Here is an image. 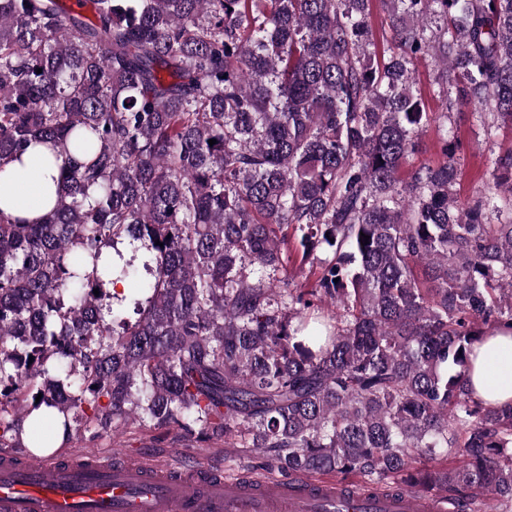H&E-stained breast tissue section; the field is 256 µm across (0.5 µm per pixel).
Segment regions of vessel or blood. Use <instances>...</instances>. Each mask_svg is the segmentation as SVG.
<instances>
[{
  "mask_svg": "<svg viewBox=\"0 0 512 512\" xmlns=\"http://www.w3.org/2000/svg\"><path fill=\"white\" fill-rule=\"evenodd\" d=\"M310 481L290 476L243 483L199 463L181 470L147 460H101L93 452L53 458L0 455V512H326ZM355 512H444L445 502L423 494L381 493L355 499Z\"/></svg>",
  "mask_w": 512,
  "mask_h": 512,
  "instance_id": "obj_1",
  "label": "vessel or blood"
}]
</instances>
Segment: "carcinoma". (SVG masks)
Masks as SVG:
<instances>
[{"label":"carcinoma","instance_id":"carcinoma-1","mask_svg":"<svg viewBox=\"0 0 512 512\" xmlns=\"http://www.w3.org/2000/svg\"><path fill=\"white\" fill-rule=\"evenodd\" d=\"M90 2L0 0V168L64 157L51 211L0 212V448L173 428L512 512V407L470 378L512 327V148L461 205L448 125L512 127V0ZM432 124L443 161L399 179Z\"/></svg>","mask_w":512,"mask_h":512}]
</instances>
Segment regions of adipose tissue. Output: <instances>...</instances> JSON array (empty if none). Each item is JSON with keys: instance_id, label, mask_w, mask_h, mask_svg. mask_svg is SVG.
Masks as SVG:
<instances>
[{"instance_id": "ef3b65f1", "label": "adipose tissue", "mask_w": 512, "mask_h": 512, "mask_svg": "<svg viewBox=\"0 0 512 512\" xmlns=\"http://www.w3.org/2000/svg\"><path fill=\"white\" fill-rule=\"evenodd\" d=\"M48 150L31 142L21 161L0 169V211L16 219L34 220L55 203L59 161H47ZM471 381L476 397L500 406L512 402V330L492 333L475 344Z\"/></svg>"}]
</instances>
